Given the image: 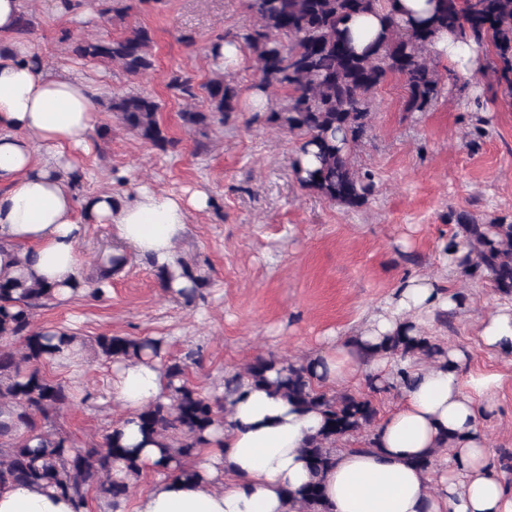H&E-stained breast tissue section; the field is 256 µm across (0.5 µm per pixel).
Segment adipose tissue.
Segmentation results:
<instances>
[{"label":"adipose tissue","instance_id":"obj_1","mask_svg":"<svg viewBox=\"0 0 512 512\" xmlns=\"http://www.w3.org/2000/svg\"><path fill=\"white\" fill-rule=\"evenodd\" d=\"M434 55L450 69L478 70L485 45L440 31ZM97 124L95 92L84 80L52 70L29 46L0 52V278L25 273L68 296L81 280L77 244L86 221L110 225L112 255L136 257L176 275L171 293L187 287L179 274L177 244L190 212L209 206L201 191L177 196L140 185L121 198L103 191L77 199L80 169L73 159ZM458 298L442 279L413 278L372 313L355 344L370 346L422 319L453 309ZM491 352L512 355V303L499 305L480 323ZM326 383L350 381L359 368L350 346L330 339L314 359ZM463 353L447 347L431 364L403 361L410 383L400 406L377 426L368 448H341L322 477L327 512H512V478L493 474L492 450L477 427L480 403L500 387L494 371L461 376ZM167 394L157 360L114 365L112 400L123 416L124 445L142 467L156 471L134 512H290L286 490L311 479L303 450L321 428L319 413L298 411L286 398L244 381L229 400L227 422L217 427L196 457L194 480L171 473L156 446L139 432V415ZM430 458V470L417 462ZM0 512H75L69 495L41 483L16 482L0 489Z\"/></svg>","mask_w":512,"mask_h":512}]
</instances>
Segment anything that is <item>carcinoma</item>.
I'll return each mask as SVG.
<instances>
[{
    "label": "carcinoma",
    "mask_w": 512,
    "mask_h": 512,
    "mask_svg": "<svg viewBox=\"0 0 512 512\" xmlns=\"http://www.w3.org/2000/svg\"><path fill=\"white\" fill-rule=\"evenodd\" d=\"M389 0H248L255 19L252 27L239 32L241 42L256 63L255 85L274 96L264 111L265 122L303 135L300 152L312 162L306 168L299 159L292 164L301 187L347 208L364 205L374 193L369 171L354 167L352 154L372 126L375 94L391 74L405 79L408 98L405 110L422 112L438 95L442 76L431 46L436 34L450 30L479 43L491 45L495 56L493 73L512 84V0H433L428 16L403 24L387 10ZM382 14L378 37L357 50L345 23L353 17ZM151 33L133 27L124 35L103 40H84L74 52L83 58L110 62L129 75L153 69ZM168 87L184 99L196 97L191 78L176 73ZM208 107L181 113L190 128L224 122L238 111L237 86L220 76L204 85ZM108 109L122 125L141 139L165 149L169 139L159 122L160 101L143 91L113 94ZM457 232L445 250L467 249L463 274L490 277L495 289L512 293V222L495 219L478 224L466 214L455 215ZM182 276L192 287L180 292L192 300L206 276L180 262ZM112 279L102 274L73 286V292L93 286L92 295ZM53 300L52 289L29 281L23 275L0 279V407L10 406L17 421L36 433L39 445L11 435V426L0 423V487L10 482L44 483L70 495L77 508L87 504L88 487L99 482V490L118 507L126 499L131 481L140 475L132 449L120 443L119 432L104 436L91 448L67 443L52 429L60 409L71 402L67 386L48 379L38 364L53 358L59 347L81 343L78 336L59 329L53 333L33 328L34 311ZM99 354L113 361L157 358L161 341L153 338L100 336ZM375 352L395 361L406 356L435 360L442 347L428 336H390ZM187 365L180 359L163 364L168 380V402H158L139 416L144 440L154 443L162 459L175 463L176 476L196 477L188 464L195 451L209 443L212 429L221 423L224 403L202 395L186 379ZM256 385L296 402L303 411L324 416L320 433L305 448L311 470L319 474L331 465L336 443L370 427L377 411L360 393L330 395L313 385L311 363H290L273 356L259 358L244 373ZM125 461L128 480L111 477L112 460ZM321 486L314 481L287 492L298 512H316L321 505Z\"/></svg>",
    "instance_id": "obj_1"
}]
</instances>
